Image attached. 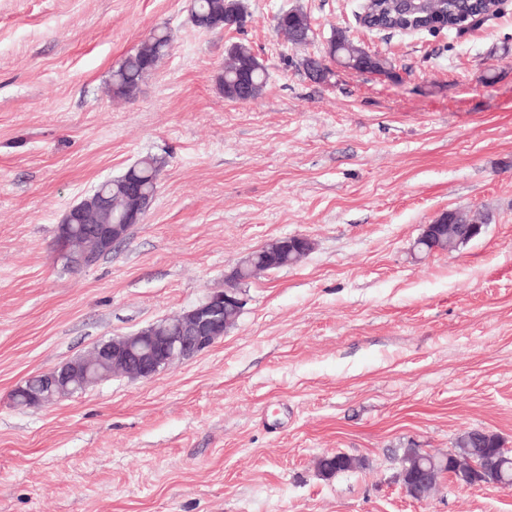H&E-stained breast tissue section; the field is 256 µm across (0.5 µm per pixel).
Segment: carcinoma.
<instances>
[{"label":"carcinoma","instance_id":"1","mask_svg":"<svg viewBox=\"0 0 512 512\" xmlns=\"http://www.w3.org/2000/svg\"><path fill=\"white\" fill-rule=\"evenodd\" d=\"M495 8L494 0H442L436 6L417 2L410 8L406 7L403 0H372L367 6L372 30L389 33L448 31L460 34L472 19L482 15L488 17L495 12ZM196 10L198 15L194 18V25L202 29L214 19L227 21L233 16L238 18L245 14L241 0H197ZM274 28L284 33L294 45L307 43L311 32L308 17L298 9L280 12L275 17ZM328 48L329 55L353 70L387 72L392 68L391 60L354 43L342 29L333 32ZM227 54L232 63L217 76L220 92L231 101H256L262 96L267 84L265 67L261 64L251 66L257 56L245 43L231 45ZM162 58L158 43L152 40L142 42L117 65L116 78L111 84L112 95L122 99L130 98L131 92L139 90L142 79ZM160 169L161 161L152 155L142 157L137 165V173L143 175L154 188L158 185ZM129 206L123 186L116 182L112 185L108 205L92 203L87 206L85 223H115ZM477 221L489 224L491 217L480 210L471 215L461 212L448 214V222L460 225V234L464 237L470 236L468 224ZM498 447L499 436L490 432L465 431L456 441L457 454L477 460L495 456ZM320 467L325 473L334 475L356 468V460L345 454H336L323 458Z\"/></svg>","mask_w":512,"mask_h":512}]
</instances>
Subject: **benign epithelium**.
<instances>
[{"label": "benign epithelium", "mask_w": 512, "mask_h": 512, "mask_svg": "<svg viewBox=\"0 0 512 512\" xmlns=\"http://www.w3.org/2000/svg\"><path fill=\"white\" fill-rule=\"evenodd\" d=\"M124 188L133 202L126 215L125 224H86L83 210L86 202L70 207L57 227L56 252L57 258L71 269H81L90 264V256L86 252L73 253L69 250L72 229H79L83 235L93 239L102 252L112 249L117 243L128 236L130 229L141 223L154 197L144 191L135 179L124 183ZM447 213L440 214L432 223L424 225L420 238L434 235L438 230L448 233L453 239L455 225L444 224L442 220ZM312 249L311 240L300 234L279 238L265 246L263 250L269 260L289 252L293 262L302 260ZM247 267L250 277L268 271L264 265H257L246 258L225 275L224 288L210 292L191 310L168 317L169 325L140 329L120 338H112L97 344L87 358L78 357L49 371L28 378L17 386L15 391L21 392L31 401L33 406H43L51 402L53 397L63 393L72 394L77 390H86L105 379L104 370H112L114 374L125 375L132 379L149 380L168 369L177 362H183L209 349L218 339L226 335L233 322L224 319V313L242 312L245 306L244 289L240 287L238 270ZM451 454H435L425 450L419 451V459L431 463V466L417 469L414 480H405L402 491L411 499L422 502L440 485L441 480L465 486H491L508 489L512 485L499 478L497 461H477L468 456L453 458L451 469L439 471L436 460L449 458Z\"/></svg>", "instance_id": "1"}]
</instances>
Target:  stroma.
Here are the masks:
<instances>
[{
  "mask_svg": "<svg viewBox=\"0 0 512 512\" xmlns=\"http://www.w3.org/2000/svg\"><path fill=\"white\" fill-rule=\"evenodd\" d=\"M240 30L189 0H0V512H512V489L405 496V448L464 431L512 448V0L479 27L387 34L363 0H244ZM303 11L293 47L274 17ZM158 25L168 55L136 98L113 68ZM387 73L312 80L336 29ZM262 97L216 86L227 47ZM162 158L143 223L96 264L55 252L66 210ZM492 221L460 251L413 245L443 211ZM303 234L297 264L246 285L237 324L149 380L115 376L38 408L27 377L191 309L248 251ZM358 468L324 475L323 457ZM231 58L230 66L224 67L217 76V85L224 98L238 102H255L259 99L267 84L268 74L251 47L239 42L231 45L227 51ZM258 60L260 65L251 67ZM244 73L248 78L243 80Z\"/></svg>",
  "mask_w": 512,
  "mask_h": 512,
  "instance_id": "obj_1",
  "label": "stroma"
}]
</instances>
